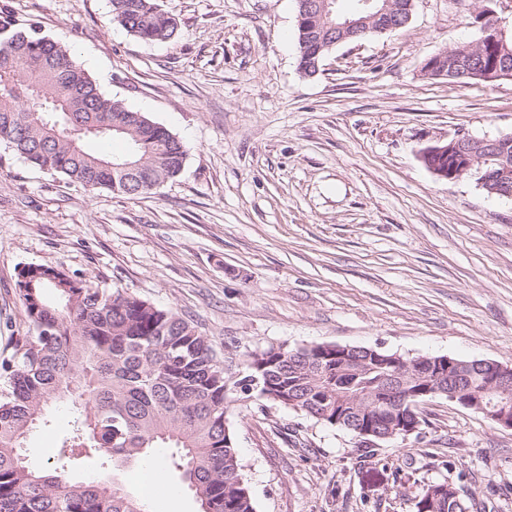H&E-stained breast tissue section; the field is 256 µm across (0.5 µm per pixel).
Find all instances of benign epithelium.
<instances>
[{"label":"benign epithelium","mask_w":512,"mask_h":512,"mask_svg":"<svg viewBox=\"0 0 512 512\" xmlns=\"http://www.w3.org/2000/svg\"><path fill=\"white\" fill-rule=\"evenodd\" d=\"M502 145L501 139H477L459 134L445 144L425 148L421 160L434 175L450 180L476 166L483 171V178L491 176L498 182L495 191L509 198L512 196V173ZM361 352L363 349L359 347L331 344L314 351V360L319 363L334 360L338 366L354 367L361 363L357 358ZM414 365L419 375L432 376L436 382L423 385L413 378L404 379L408 363L396 356L384 363L396 381L385 386L381 394L397 406L399 417L388 424L389 430L385 431L383 424L367 417V410H360L351 426L360 441L370 444L374 439H385L397 433L408 436L416 432L420 425V405L434 397H444L451 403L483 414L498 426L512 429V367L488 360L474 362L482 367L486 378L484 389L476 392L461 381L463 363L454 358L422 357L414 361Z\"/></svg>","instance_id":"obj_1"}]
</instances>
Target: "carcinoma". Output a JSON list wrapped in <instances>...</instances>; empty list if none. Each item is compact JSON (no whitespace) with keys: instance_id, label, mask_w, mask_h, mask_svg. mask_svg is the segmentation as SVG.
<instances>
[{"instance_id":"carcinoma-1","label":"carcinoma","mask_w":512,"mask_h":512,"mask_svg":"<svg viewBox=\"0 0 512 512\" xmlns=\"http://www.w3.org/2000/svg\"><path fill=\"white\" fill-rule=\"evenodd\" d=\"M111 5L113 20L141 42L176 35L177 20L155 0ZM297 16L298 67L314 76L346 17L336 0H297ZM493 61L512 66V34L445 56L444 78L471 83L461 70L472 64L484 72ZM90 121L106 130L89 131ZM94 138L122 139L127 151L91 152L85 142ZM0 143L42 170L128 196L159 189L180 174L188 154L165 127L103 92L38 23L18 28L7 14L0 16ZM18 287L30 335L0 360V512H150L125 488L121 471L163 444L177 449L169 466L201 512H255L227 417L233 396L256 391L314 418L326 403L385 384L386 370L371 361L348 373L334 362L316 363L309 347L250 355L231 381L207 337L171 309L53 267L22 269ZM61 400L79 417L61 442L58 465L33 467L22 455L24 441L47 425L46 409ZM91 458L112 465V482L66 475ZM455 489V508L444 499L433 512H470L472 498Z\"/></svg>"}]
</instances>
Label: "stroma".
<instances>
[{
	"label": "stroma",
	"instance_id": "1",
	"mask_svg": "<svg viewBox=\"0 0 512 512\" xmlns=\"http://www.w3.org/2000/svg\"><path fill=\"white\" fill-rule=\"evenodd\" d=\"M175 39L144 44L110 0H0L38 22L105 92L187 146L151 194L91 191L0 144V356L28 335L24 266L121 287L197 322L236 360L282 345L365 346L512 366V200L479 170L420 159L456 135L512 133V79L426 76L474 43L483 0H414L408 24L298 68L296 0H156ZM257 512H413L449 481L512 512V430L443 398L374 454L344 429L258 396L230 404ZM76 409L48 408L23 454L49 465Z\"/></svg>",
	"mask_w": 512,
	"mask_h": 512
}]
</instances>
